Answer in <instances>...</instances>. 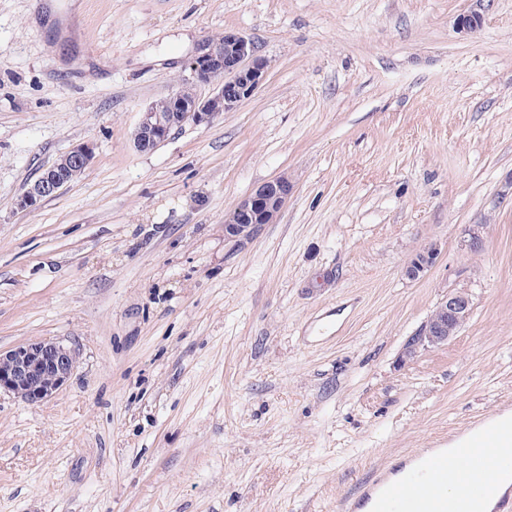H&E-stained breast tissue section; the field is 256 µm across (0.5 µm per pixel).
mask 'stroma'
<instances>
[{"mask_svg": "<svg viewBox=\"0 0 512 512\" xmlns=\"http://www.w3.org/2000/svg\"><path fill=\"white\" fill-rule=\"evenodd\" d=\"M474 6L0 0V350L79 352L52 399L0 393V512H338L512 406V0L461 34ZM227 29L269 59L259 92L135 150ZM81 142L84 174L18 208ZM279 176L277 222L225 239ZM452 292L469 319L403 361ZM292 193L293 185L287 177L263 183L225 215L224 222H232L233 213L237 220L224 225V237L239 243L252 240L258 225L275 223Z\"/></svg>", "mask_w": 512, "mask_h": 512, "instance_id": "obj_1", "label": "stroma"}]
</instances>
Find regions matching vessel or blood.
<instances>
[{
  "label": "vessel or blood",
  "mask_w": 512,
  "mask_h": 512,
  "mask_svg": "<svg viewBox=\"0 0 512 512\" xmlns=\"http://www.w3.org/2000/svg\"><path fill=\"white\" fill-rule=\"evenodd\" d=\"M471 427L467 443L421 448L376 473L357 497L342 501L341 512H476L487 500L492 512H512V491L501 490L512 475V449L498 448L512 436V421L486 414Z\"/></svg>",
  "instance_id": "b4317fda"
}]
</instances>
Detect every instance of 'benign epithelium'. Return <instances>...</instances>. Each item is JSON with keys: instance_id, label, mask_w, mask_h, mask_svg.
<instances>
[{"instance_id": "7a95c632", "label": "benign epithelium", "mask_w": 512, "mask_h": 512, "mask_svg": "<svg viewBox=\"0 0 512 512\" xmlns=\"http://www.w3.org/2000/svg\"><path fill=\"white\" fill-rule=\"evenodd\" d=\"M484 0H476L477 8L460 18L459 29L471 31L481 26ZM269 61L260 54L250 37L224 30L223 40H208L183 62L182 79L193 86L214 85L206 98H184L180 91L167 97L169 110L162 113L150 105L135 130L133 145L146 152L167 140L179 125L182 113L195 118L197 124H207L224 112L234 111L242 102L253 97L265 82ZM94 154L89 143L72 146L63 154L72 172L86 170ZM68 181L66 171L54 164L27 189L18 206L28 209L56 196ZM293 185L279 177L260 185L232 209L236 222L224 225V237L242 243L253 239L258 225L273 224L289 197ZM471 298L463 292L450 293L441 300L419 331L404 345V356L415 357L420 351L442 345L453 337L467 321ZM77 363L75 349L51 338L30 340L7 351L0 350V392L11 393L31 405L53 398L64 386Z\"/></svg>"}]
</instances>
